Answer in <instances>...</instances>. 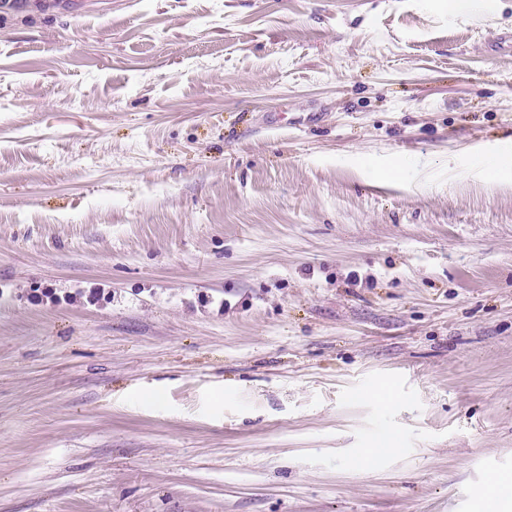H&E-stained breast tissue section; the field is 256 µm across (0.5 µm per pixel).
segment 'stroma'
Returning a JSON list of instances; mask_svg holds the SVG:
<instances>
[{"mask_svg": "<svg viewBox=\"0 0 512 512\" xmlns=\"http://www.w3.org/2000/svg\"><path fill=\"white\" fill-rule=\"evenodd\" d=\"M23 2L0 512H475L512 473V0Z\"/></svg>", "mask_w": 512, "mask_h": 512, "instance_id": "1", "label": "stroma"}]
</instances>
